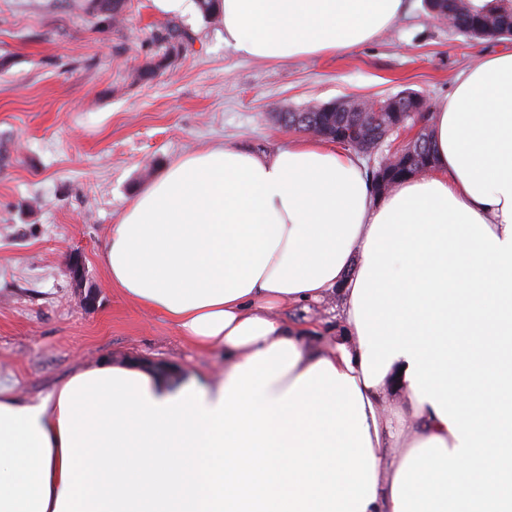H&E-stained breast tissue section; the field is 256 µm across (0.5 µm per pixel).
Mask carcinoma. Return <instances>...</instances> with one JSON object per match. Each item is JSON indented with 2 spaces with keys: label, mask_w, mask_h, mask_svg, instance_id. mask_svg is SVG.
<instances>
[{
  "label": "carcinoma",
  "mask_w": 512,
  "mask_h": 512,
  "mask_svg": "<svg viewBox=\"0 0 512 512\" xmlns=\"http://www.w3.org/2000/svg\"><path fill=\"white\" fill-rule=\"evenodd\" d=\"M90 9L102 16L104 21L117 25L124 21V4L122 0H94ZM431 17L441 24L455 30L467 40H480L488 37L512 36V0H488L479 5L474 0H441ZM157 39L174 51H181L193 43V37L184 27L175 21L166 23L158 33ZM370 116L366 102L348 98L339 100V107L327 103L313 102L311 106L297 111L276 113V120L288 127L302 132L315 131L333 134L342 124L361 116ZM411 125L423 124V132L414 142V148L430 152L431 130L430 112L419 113L408 118ZM388 127L381 124H368L366 137L381 154L388 136ZM390 168L402 180L417 174L413 168L412 151L406 147L393 155Z\"/></svg>",
  "instance_id": "obj_1"
}]
</instances>
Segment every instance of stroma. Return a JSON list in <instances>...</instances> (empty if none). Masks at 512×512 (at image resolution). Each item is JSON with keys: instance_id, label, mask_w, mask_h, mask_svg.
I'll use <instances>...</instances> for the list:
<instances>
[{"instance_id": "35a3bbf8", "label": "stroma", "mask_w": 512, "mask_h": 512, "mask_svg": "<svg viewBox=\"0 0 512 512\" xmlns=\"http://www.w3.org/2000/svg\"><path fill=\"white\" fill-rule=\"evenodd\" d=\"M89 0H0V385L47 394L109 358L176 373L224 367L163 317L113 288L101 261L109 232L138 191L180 157L234 144L265 157L298 139L281 110L404 90L439 105L457 75L512 38L464 42L432 21L424 0L346 53L288 63L224 42L221 20L188 23L194 42L153 77L166 22L151 0H126L125 20L101 23ZM79 256L99 290L82 308L69 275ZM305 341L339 335L337 301L288 308Z\"/></svg>"}]
</instances>
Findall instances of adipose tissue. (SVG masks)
<instances>
[{
	"label": "adipose tissue",
	"instance_id": "obj_1",
	"mask_svg": "<svg viewBox=\"0 0 512 512\" xmlns=\"http://www.w3.org/2000/svg\"><path fill=\"white\" fill-rule=\"evenodd\" d=\"M404 8L218 2L225 44L284 62ZM430 125L431 173L382 199L314 139L212 147L148 183L102 255L112 285L231 361L0 387V512H512V52L464 70ZM335 287L346 333L311 350L281 311Z\"/></svg>",
	"mask_w": 512,
	"mask_h": 512
}]
</instances>
